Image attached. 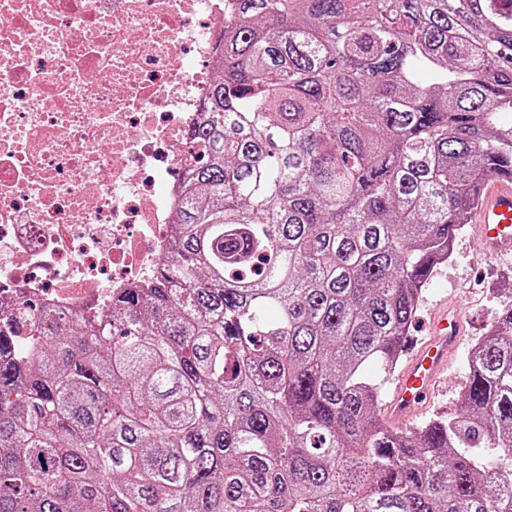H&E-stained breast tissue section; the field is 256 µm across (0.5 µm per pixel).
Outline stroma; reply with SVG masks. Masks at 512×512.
Wrapping results in <instances>:
<instances>
[{"label":"stroma","instance_id":"obj_1","mask_svg":"<svg viewBox=\"0 0 512 512\" xmlns=\"http://www.w3.org/2000/svg\"><path fill=\"white\" fill-rule=\"evenodd\" d=\"M509 302L512 303V255L496 259L485 257L472 245L470 230H463L455 241L451 259L430 282L418 311L423 318L440 304L465 307L469 320L463 352L448 372L433 405L414 416V423H421L434 414L454 411L469 373L467 349L485 334L495 313Z\"/></svg>","mask_w":512,"mask_h":512}]
</instances>
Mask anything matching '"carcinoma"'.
I'll list each match as a JSON object with an SVG mask.
<instances>
[{
    "instance_id": "obj_1",
    "label": "carcinoma",
    "mask_w": 512,
    "mask_h": 512,
    "mask_svg": "<svg viewBox=\"0 0 512 512\" xmlns=\"http://www.w3.org/2000/svg\"><path fill=\"white\" fill-rule=\"evenodd\" d=\"M221 63L155 287L0 328V512H512V305L453 415L382 420L512 168V0H235Z\"/></svg>"
}]
</instances>
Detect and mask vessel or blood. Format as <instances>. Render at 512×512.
I'll list each match as a JSON object with an SVG mask.
<instances>
[{
  "instance_id": "vessel-or-blood-1",
  "label": "vessel or blood",
  "mask_w": 512,
  "mask_h": 512,
  "mask_svg": "<svg viewBox=\"0 0 512 512\" xmlns=\"http://www.w3.org/2000/svg\"><path fill=\"white\" fill-rule=\"evenodd\" d=\"M477 194L479 203L471 218L480 250L489 256L512 253V176H490ZM461 315L458 308L433 314L430 340L412 349L397 376L384 414L387 426L403 427L432 400L440 377L458 348Z\"/></svg>"
}]
</instances>
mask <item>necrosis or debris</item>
Segmentation results:
<instances>
[{
    "label": "necrosis or debris",
    "instance_id": "4bbe7bcc",
    "mask_svg": "<svg viewBox=\"0 0 512 512\" xmlns=\"http://www.w3.org/2000/svg\"><path fill=\"white\" fill-rule=\"evenodd\" d=\"M230 5L0 0V319L154 286Z\"/></svg>",
    "mask_w": 512,
    "mask_h": 512
}]
</instances>
